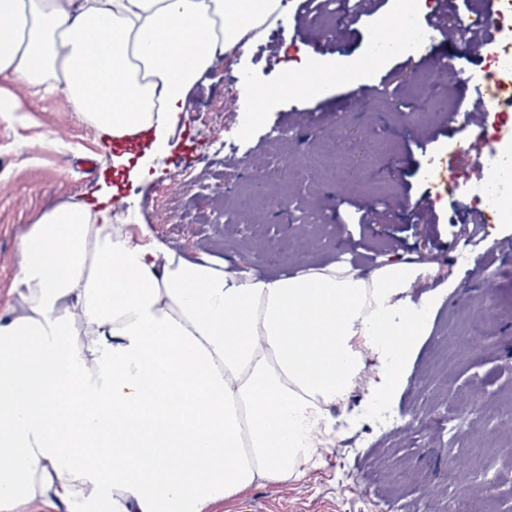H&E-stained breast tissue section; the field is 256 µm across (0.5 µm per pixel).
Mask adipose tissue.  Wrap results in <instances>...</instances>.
I'll list each match as a JSON object with an SVG mask.
<instances>
[{"label": "adipose tissue", "mask_w": 512, "mask_h": 512, "mask_svg": "<svg viewBox=\"0 0 512 512\" xmlns=\"http://www.w3.org/2000/svg\"><path fill=\"white\" fill-rule=\"evenodd\" d=\"M281 0H0V118L17 86L63 88L111 140L148 133L132 178L188 116V92ZM112 195L56 204L21 237L0 314V512H211L322 460L358 384L388 399L436 307L425 266L269 279L116 228Z\"/></svg>", "instance_id": "adipose-tissue-1"}]
</instances>
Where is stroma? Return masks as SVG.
<instances>
[{
  "label": "stroma",
  "mask_w": 512,
  "mask_h": 512,
  "mask_svg": "<svg viewBox=\"0 0 512 512\" xmlns=\"http://www.w3.org/2000/svg\"><path fill=\"white\" fill-rule=\"evenodd\" d=\"M396 2L385 0L380 13L357 20L342 11L291 8L269 21L248 55L218 58L191 88L190 114L176 134L188 138L192 152L156 158L158 174L146 183L113 173L111 151L71 111L62 90L18 89L26 111L0 119V311L31 217L53 203L93 201L106 185L140 196L137 223L170 247L268 278L301 265L346 259L363 271L372 257L416 263L428 255L430 273L409 294L436 291L440 300L388 401L401 428L375 432L365 418L367 388L359 386L341 410L349 426L320 466L298 480L249 489L231 512H449L462 495L485 512H512V459L501 454L512 446V251L479 272L453 261L464 245L476 255L512 242V222L501 215L476 234L464 231L463 214L475 206L471 189L485 181L489 159L456 162L465 132L444 119L449 100L463 97L480 127H512L495 117L501 93L477 101L487 56L499 43L493 32L488 45H473L471 31L485 27L478 0L427 47L437 64L463 71L467 86L433 79L417 87L418 57L392 54L367 67L359 86L336 81L318 99L277 98L257 124L234 101L238 74L263 87L280 84L303 52L317 62L341 55L364 63L379 14H393ZM405 72L410 80L399 82ZM224 134L240 140L229 169L204 159ZM326 153L336 156L335 181L279 172ZM87 155L99 171L93 180L76 164ZM360 205L383 209V219L359 223ZM449 281L453 291H442ZM446 415L451 423L437 430Z\"/></svg>",
  "instance_id": "35a3bbf8"
}]
</instances>
